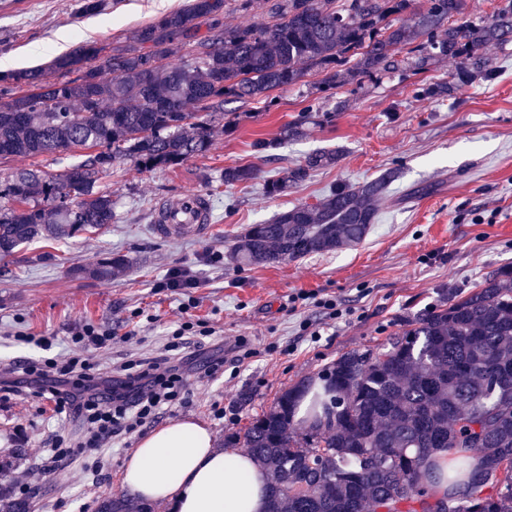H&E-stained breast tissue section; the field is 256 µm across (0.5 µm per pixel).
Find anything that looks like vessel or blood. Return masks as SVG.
I'll list each match as a JSON object with an SVG mask.
<instances>
[{
  "mask_svg": "<svg viewBox=\"0 0 512 512\" xmlns=\"http://www.w3.org/2000/svg\"><path fill=\"white\" fill-rule=\"evenodd\" d=\"M212 224L211 204L204 195L191 194L177 202H162L154 212L152 228L162 238L198 235Z\"/></svg>",
  "mask_w": 512,
  "mask_h": 512,
  "instance_id": "obj_1",
  "label": "vessel or blood"
}]
</instances>
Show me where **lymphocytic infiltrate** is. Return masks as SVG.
<instances>
[{"instance_id": "1", "label": "lymphocytic infiltrate", "mask_w": 512, "mask_h": 512, "mask_svg": "<svg viewBox=\"0 0 512 512\" xmlns=\"http://www.w3.org/2000/svg\"><path fill=\"white\" fill-rule=\"evenodd\" d=\"M112 332L87 324L71 337L80 348L77 356L27 361L0 370V385L21 383L49 403L54 415L80 418L87 425L79 440L56 437L41 463L43 471H55L59 462L74 460L86 452L110 447L114 437L155 419L159 410L184 403L191 376L212 377L250 357L244 338L222 344L218 355L202 356L199 350L168 354L130 366L116 374L97 371L84 350L106 348Z\"/></svg>"}]
</instances>
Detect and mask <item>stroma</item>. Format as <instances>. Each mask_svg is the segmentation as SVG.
I'll return each mask as SVG.
<instances>
[{
  "label": "stroma",
  "mask_w": 512,
  "mask_h": 512,
  "mask_svg": "<svg viewBox=\"0 0 512 512\" xmlns=\"http://www.w3.org/2000/svg\"><path fill=\"white\" fill-rule=\"evenodd\" d=\"M105 14L84 17L78 0H0V58L18 59L29 49L67 32L71 46L103 41L128 47L139 25L182 8L185 0H109ZM492 79L462 82L452 60L427 71L363 77L322 100L321 118L304 138L286 142L260 159L255 139H274L314 98L321 76L311 71L296 86L264 100L228 101L230 125H216L209 151L174 168L142 169L133 160L116 163L97 186L111 193L116 220L94 233L36 241L0 260V365L42 358L34 340L51 336V356L66 353L73 332L87 324L112 329L106 350L91 352L103 367L151 357L183 319L215 324L207 345L241 336L253 354L236 373L190 380L185 403L123 435L109 448L76 461L57 474L36 464L59 434L79 435L78 422L44 414V401L28 389L0 390V460L14 476L30 479L34 498L25 512H103L124 497L121 470L140 439L156 425L193 417L216 439L244 429L256 414L304 377L317 375L339 355L382 345L402 320L449 296L475 288L512 265V44L489 47ZM448 84L445 97L414 99L415 84ZM346 110H338L340 100ZM319 149H335L338 162L290 187L264 193L263 182L302 163ZM79 160L68 151L0 160V183L13 172L37 168L67 172ZM254 165L257 180L227 185L225 167ZM391 169L396 178L382 200L379 219L361 244L335 253L264 267H237L227 243L250 225L280 210L316 204L329 188L354 185ZM187 193L205 195L213 228L204 237L164 239L154 235L159 203ZM128 261L120 276L96 278L88 270ZM194 276L196 306L181 313L184 294L163 288L167 272ZM331 299L335 310L318 307ZM30 343L17 341V334ZM252 403L239 410L241 392Z\"/></svg>",
  "instance_id": "35a3bbf8"
}]
</instances>
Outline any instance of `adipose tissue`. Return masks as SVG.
<instances>
[{
    "mask_svg": "<svg viewBox=\"0 0 512 512\" xmlns=\"http://www.w3.org/2000/svg\"><path fill=\"white\" fill-rule=\"evenodd\" d=\"M121 484L148 503L173 512H266L268 479L254 460L219 448L211 430L181 418L143 437L122 468Z\"/></svg>",
    "mask_w": 512,
    "mask_h": 512,
    "instance_id": "adipose-tissue-1",
    "label": "adipose tissue"
}]
</instances>
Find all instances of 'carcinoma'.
<instances>
[{"label":"carcinoma","instance_id":"carcinoma-1","mask_svg":"<svg viewBox=\"0 0 512 512\" xmlns=\"http://www.w3.org/2000/svg\"><path fill=\"white\" fill-rule=\"evenodd\" d=\"M229 0H187L132 33L135 46L86 43L56 56L50 71L0 74V158L96 149L60 176L23 170L0 189V258L36 240L101 230L115 220L99 176L131 159L145 169L203 155L227 100L260 98L323 75L329 93L359 76L400 67L415 72L448 57L488 77L479 55L512 42V0L486 23L444 24L466 0H280L273 24L211 28L191 23L224 12ZM107 0H79L83 16ZM393 15L412 23L394 25ZM186 50L181 64L167 63ZM407 50V57L396 56ZM79 72L72 79L70 74ZM319 102L285 124L301 137ZM330 150L265 181L278 196L336 163ZM94 167L86 175L84 167ZM224 184L257 178L252 166L224 168ZM387 172L334 187L315 205L278 212L235 236L238 266H266L330 253L365 239ZM224 447L242 448L266 472L267 512H512V266L464 296L404 320L378 351L341 354L315 377L282 391L269 410ZM448 455V469L433 458Z\"/></svg>","mask_w":512,"mask_h":512}]
</instances>
